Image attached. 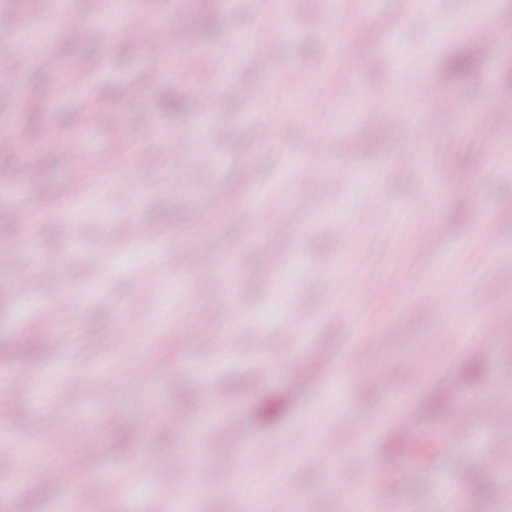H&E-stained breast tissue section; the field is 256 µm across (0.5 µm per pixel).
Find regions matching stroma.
<instances>
[{"label": "stroma", "mask_w": 512, "mask_h": 512, "mask_svg": "<svg viewBox=\"0 0 512 512\" xmlns=\"http://www.w3.org/2000/svg\"><path fill=\"white\" fill-rule=\"evenodd\" d=\"M135 2L146 17L189 30L207 55L63 26L53 0H13L17 33L33 25L48 33L39 53L0 32V73L24 87L19 98L0 93V134L19 136L15 153L0 155V251L21 265L36 239L59 276L23 299L0 269V377L29 372L39 382L35 397L0 385V440L36 439L46 454L26 483L31 512H51L65 491L82 512H104L106 502L111 512H163L155 487L192 482L207 488L206 512H242L233 488L247 442L258 483L286 478L306 512H359L356 489L377 470L390 477L379 497L394 512H447L441 494L451 485L464 491L461 512H512V499L496 491L512 475V437L453 432L456 413L471 404L512 424V411L498 406L512 394V337L487 343L479 309L482 293L491 294L490 317L512 328V276L483 260L492 252L512 262V214L496 208L512 195V112L499 113L496 127L486 121L512 97V0H497L503 36L492 46L476 29L446 28L474 0H341L332 43L321 35L329 0ZM365 17L369 26L359 27ZM285 18L296 34L277 54L260 65L245 56L225 62L234 34ZM168 54L214 78L224 108L206 125L193 119L192 81L159 66ZM293 64L315 81L270 113L272 77ZM89 72L98 92L112 94L111 126L96 125L87 99L58 92ZM425 83L463 105L466 123L422 98ZM401 100L405 122L387 110ZM260 122L265 148L252 135ZM170 135L179 151L162 149ZM344 155L348 179L334 170ZM296 159L321 172L315 190L294 189ZM106 163L130 173L131 211L71 182ZM379 173L393 210L365 204ZM172 183L182 196L168 193ZM427 192V219L406 224L404 207ZM228 194L285 210L263 228L250 209L225 210ZM42 197L60 209L34 230L19 206ZM202 200L211 204L205 221ZM134 231L149 248L112 257ZM202 238L214 272L233 261L231 295L205 281L178 292L173 272ZM277 255L302 262L275 277L267 266ZM423 262L433 277L421 286L406 270ZM134 269L156 287H135ZM363 281L370 287L361 294ZM425 292L435 304L422 301ZM274 300L301 319L295 333L280 318L254 321ZM116 363L129 378L113 377ZM262 368L264 385L255 381ZM89 407L95 420L71 434L69 423ZM175 409L184 412L180 430L126 424L131 410ZM346 410L373 424L365 441L338 426ZM401 411L412 414L413 431L397 430ZM228 415L235 426L225 427ZM106 466L134 473V493L110 499L96 481Z\"/></svg>", "instance_id": "obj_1"}]
</instances>
